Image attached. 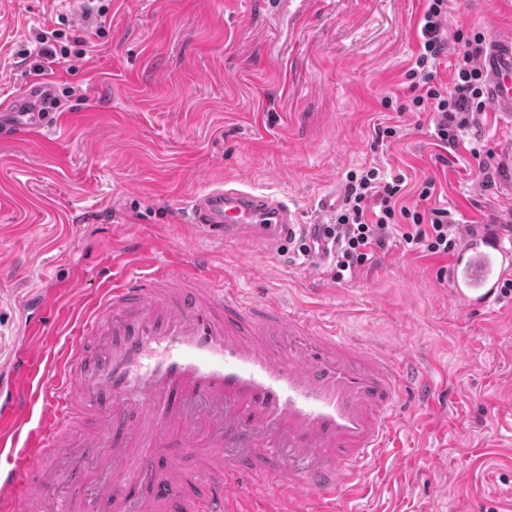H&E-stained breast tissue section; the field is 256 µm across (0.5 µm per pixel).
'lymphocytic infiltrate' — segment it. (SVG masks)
I'll use <instances>...</instances> for the list:
<instances>
[{"label":"lymphocytic infiltrate","mask_w":512,"mask_h":512,"mask_svg":"<svg viewBox=\"0 0 512 512\" xmlns=\"http://www.w3.org/2000/svg\"><path fill=\"white\" fill-rule=\"evenodd\" d=\"M447 13L448 0H428L420 30L421 51L405 77L413 94L412 107L426 105L435 112L434 136L445 152L452 153L483 105L484 80L476 61L483 52L484 40L481 34L460 31L453 40H446L443 21ZM451 41L456 44V64L454 82L448 88L438 81L436 64ZM404 189L402 177L381 179L374 167L349 174L344 205L322 227L324 237L336 246V280L353 272L370 252L384 248L395 232L411 251L447 253L455 248L458 221L454 213L425 205L435 191L434 181L422 184L419 204L412 208L401 203Z\"/></svg>","instance_id":"1"}]
</instances>
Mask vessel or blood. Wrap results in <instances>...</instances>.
<instances>
[{
  "label": "vessel or blood",
  "instance_id": "obj_1",
  "mask_svg": "<svg viewBox=\"0 0 512 512\" xmlns=\"http://www.w3.org/2000/svg\"><path fill=\"white\" fill-rule=\"evenodd\" d=\"M313 0H266L278 36L272 60ZM488 111L512 126V34L489 43L480 60ZM28 130L51 125L53 87L41 83ZM495 163L499 191L512 196V138ZM189 225L225 241L263 236L278 255L300 229L287 202L231 184L193 199ZM209 259L164 260L149 273L111 258L95 270V295L60 372L43 369L37 344L48 335L73 283L27 296L21 345L0 362V512H130L121 480L153 475L143 512H338L359 494L404 423L405 398L447 411V380L376 342L327 327L276 297L252 299L217 287ZM512 273V248L496 226L463 232L448 264L452 299L488 308ZM178 439L203 495L181 493V458L154 475L160 448ZM106 448L109 480L91 482L86 458ZM79 486V497L50 489ZM270 492L254 501L251 491Z\"/></svg>",
  "mask_w": 512,
  "mask_h": 512
}]
</instances>
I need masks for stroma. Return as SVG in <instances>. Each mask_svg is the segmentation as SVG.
I'll return each instance as SVG.
<instances>
[{
  "instance_id": "35a3bbf8",
  "label": "stroma",
  "mask_w": 512,
  "mask_h": 512,
  "mask_svg": "<svg viewBox=\"0 0 512 512\" xmlns=\"http://www.w3.org/2000/svg\"><path fill=\"white\" fill-rule=\"evenodd\" d=\"M101 2L95 24L67 0H0V103L25 95V57L42 32L92 44L71 46L51 77L52 128L17 136L12 116L0 118V360L22 334L29 292L69 269L109 253L145 269L170 249L204 252L215 283L278 297L447 374L455 405L412 408L395 453L364 477L358 512H512V296L465 312L450 298L449 255L407 251L396 236L344 280L327 263L315 283L297 244L272 259L260 240L191 236L182 222L190 200L234 180L324 224L317 197L367 165L405 178L403 204L432 179L430 206L474 233L497 223L512 207L498 195V117L478 112L445 166L434 112L394 110L410 100L426 0H317L276 62L263 52L278 34L265 0ZM444 29L492 39L512 30V0H448ZM396 122L401 138H377L378 124Z\"/></svg>"
}]
</instances>
